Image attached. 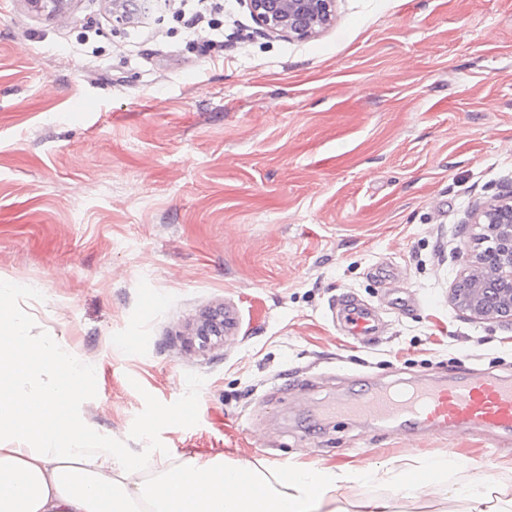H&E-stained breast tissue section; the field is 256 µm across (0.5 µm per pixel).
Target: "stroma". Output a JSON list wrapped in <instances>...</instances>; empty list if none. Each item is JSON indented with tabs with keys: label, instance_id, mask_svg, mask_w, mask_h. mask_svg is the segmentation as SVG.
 I'll list each match as a JSON object with an SVG mask.
<instances>
[{
	"label": "stroma",
	"instance_id": "35a3bbf8",
	"mask_svg": "<svg viewBox=\"0 0 512 512\" xmlns=\"http://www.w3.org/2000/svg\"><path fill=\"white\" fill-rule=\"evenodd\" d=\"M0 7V278L30 333L95 378L79 412L153 459L407 466L512 493V434L410 431L333 413L370 387L512 376V325L449 292L483 251L466 220L512 183V0H339L335 26L263 35L224 0V58L171 19L133 30ZM377 313L371 346L336 302ZM237 327L201 345L216 306ZM168 419H158V412ZM390 512L444 494L354 484Z\"/></svg>",
	"mask_w": 512,
	"mask_h": 512
}]
</instances>
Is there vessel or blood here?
<instances>
[{
	"label": "vessel or blood",
	"mask_w": 512,
	"mask_h": 512,
	"mask_svg": "<svg viewBox=\"0 0 512 512\" xmlns=\"http://www.w3.org/2000/svg\"><path fill=\"white\" fill-rule=\"evenodd\" d=\"M339 322L363 339L376 332L373 310L354 298L340 299ZM350 416L372 417L377 423L415 425L466 431L473 427L512 431V377H465L445 384L390 385L364 391L347 406Z\"/></svg>",
	"instance_id": "vessel-or-blood-1"
}]
</instances>
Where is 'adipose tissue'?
<instances>
[{
    "label": "adipose tissue",
    "mask_w": 512,
    "mask_h": 512,
    "mask_svg": "<svg viewBox=\"0 0 512 512\" xmlns=\"http://www.w3.org/2000/svg\"><path fill=\"white\" fill-rule=\"evenodd\" d=\"M0 281V512H344L348 485L385 480L424 493L446 485L448 455L418 470L255 466L216 454L153 462L106 446L77 415L94 377L64 343L30 335ZM463 512H512L486 483L447 486Z\"/></svg>",
    "instance_id": "obj_1"
}]
</instances>
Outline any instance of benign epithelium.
<instances>
[{
  "instance_id": "1",
  "label": "benign epithelium",
  "mask_w": 512,
  "mask_h": 512,
  "mask_svg": "<svg viewBox=\"0 0 512 512\" xmlns=\"http://www.w3.org/2000/svg\"><path fill=\"white\" fill-rule=\"evenodd\" d=\"M337 0H247L254 22L270 38L303 41L336 22ZM487 246L451 288L456 307L476 321L512 319V190L479 205L472 216ZM201 342L224 337V308L204 314L195 327Z\"/></svg>"
}]
</instances>
